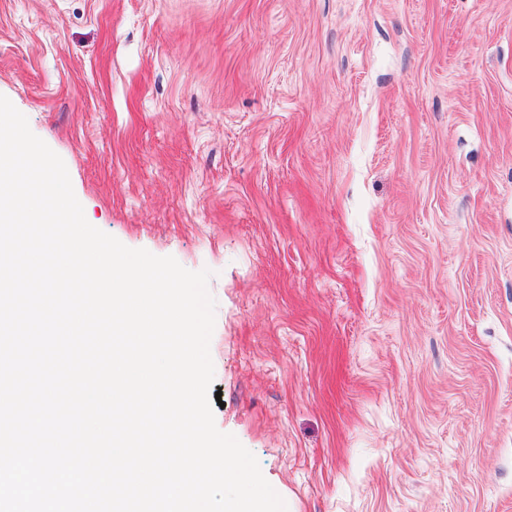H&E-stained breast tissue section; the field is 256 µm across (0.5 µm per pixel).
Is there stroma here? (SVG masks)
<instances>
[{"label": "stroma", "mask_w": 512, "mask_h": 512, "mask_svg": "<svg viewBox=\"0 0 512 512\" xmlns=\"http://www.w3.org/2000/svg\"><path fill=\"white\" fill-rule=\"evenodd\" d=\"M0 95L211 271L215 424L288 512H512V0H0Z\"/></svg>", "instance_id": "1"}]
</instances>
